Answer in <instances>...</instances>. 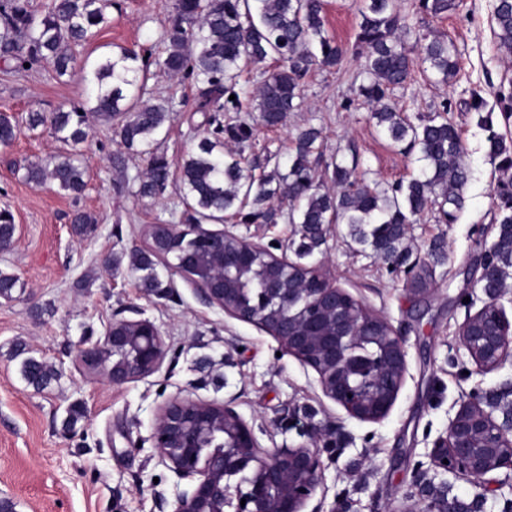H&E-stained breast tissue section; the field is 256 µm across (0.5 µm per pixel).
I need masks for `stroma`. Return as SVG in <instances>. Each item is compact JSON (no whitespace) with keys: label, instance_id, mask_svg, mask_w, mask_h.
Returning a JSON list of instances; mask_svg holds the SVG:
<instances>
[{"label":"stroma","instance_id":"obj_1","mask_svg":"<svg viewBox=\"0 0 512 512\" xmlns=\"http://www.w3.org/2000/svg\"><path fill=\"white\" fill-rule=\"evenodd\" d=\"M495 0H463L443 18L416 11L414 0H396L409 24L448 34L460 54L456 83L414 79L395 94L398 107L414 104L430 115L441 101L465 147L469 180L464 202L451 224L424 214L408 225L412 259L425 260L433 243L446 259L436 282L422 296L408 292L402 274L390 272L371 251L358 250L345 224L330 226L326 242L308 258L329 268L338 286L382 314L406 338L407 374L388 417L360 422L322 394L315 372L287 355L257 327L204 303L193 285L165 266L157 272L162 292L146 291L127 257L146 248L154 224H178L186 206L178 180L152 199L136 196L135 180L147 163L128 161L126 183L110 162L123 145L111 125L96 124L80 147L87 186L72 198L52 183L27 182V164L67 146L50 128L21 130L0 147V208L16 227L12 246L0 251V271L24 285L13 299L0 298V501L12 512H173L175 496L188 480L161 462L153 444L158 408L177 394L226 403L252 425L266 448L296 446L301 424L327 435L321 447L323 483L315 496L324 512L349 505L350 512H412L419 499L417 465L444 435L465 395L478 388L499 390L512 381V363L487 374H467L458 354V328L482 305L475 288L479 241L494 240L498 225L493 200L500 170L488 152V137L512 139V117L494 108L498 90L512 89V57L503 56L493 33ZM173 0H116L108 23L78 59L99 57L122 47L135 52L158 44L172 17ZM358 19L351 0H328L325 29L352 47ZM360 62L347 55L332 72L311 70L304 80L307 108L289 113L276 128L257 126L251 151L259 158L287 161L299 128L322 131L325 158H357L384 183L409 179L412 158L375 126L370 106L358 94ZM480 89L493 106L491 127L467 110L470 89ZM174 94V114L157 137L171 165L203 135L194 110V90L165 76L148 82V96ZM82 68L59 78L45 64L15 71L0 63V113L24 120L28 111L86 105ZM350 108H343V101ZM94 215L86 234L73 230L76 212ZM145 317L159 327L165 348L160 370L121 386L79 370V345L96 340L115 319ZM25 355L52 364L57 377L43 390L23 379ZM24 355V356H25Z\"/></svg>","mask_w":512,"mask_h":512}]
</instances>
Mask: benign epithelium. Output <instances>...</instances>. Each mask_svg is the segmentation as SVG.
Returning a JSON list of instances; mask_svg holds the SVG:
<instances>
[{
  "label": "benign epithelium",
  "mask_w": 512,
  "mask_h": 512,
  "mask_svg": "<svg viewBox=\"0 0 512 512\" xmlns=\"http://www.w3.org/2000/svg\"><path fill=\"white\" fill-rule=\"evenodd\" d=\"M168 236L156 245L168 252L185 234L199 237L202 250L220 261L219 272L202 280L192 274L196 252L178 255L174 272L197 286L201 300L270 336L281 351L317 374L323 395L348 417L379 423L393 409L407 372L406 339L382 315L366 308L336 286L324 268L300 269L271 246L251 241L224 227L167 224ZM265 257L276 271L249 296L227 282L238 266ZM504 294L486 295L482 307L458 330L459 348L474 372L486 373L512 360V320ZM112 352V366L104 357ZM164 343L148 318L112 321L103 336L84 343L78 367L100 373L114 385L144 379L162 366ZM310 442L294 447L264 448L254 429L229 406L177 394L156 415L154 448L179 478L192 481L176 496L174 512H305L322 484L319 437L300 427ZM451 458L453 468L444 464ZM437 471L463 475L486 488L508 485L512 491V429L503 428L479 404L463 405L449 420L446 434L427 453ZM503 471L505 477L490 474ZM241 476L236 485L230 477ZM415 512H448L446 487L430 486ZM246 503H241V500Z\"/></svg>",
  "instance_id": "benign-epithelium-1"
}]
</instances>
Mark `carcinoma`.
Returning a JSON list of instances; mask_svg holds the SVG:
<instances>
[{
	"mask_svg": "<svg viewBox=\"0 0 512 512\" xmlns=\"http://www.w3.org/2000/svg\"><path fill=\"white\" fill-rule=\"evenodd\" d=\"M113 6L114 0H52L38 13L30 0H0V58L17 68L46 62L63 77L75 62L73 47L98 33ZM325 6L326 0H174L173 17L162 34L165 54L147 49L137 55L123 48L106 54L86 72L92 108L27 114L29 129L50 127L71 151L29 163L25 179L36 184L49 181L80 196L86 171L77 146L88 139L90 121L96 120L115 125L127 150L147 156V171L136 194H162L171 171L165 155L157 152V135L172 119L173 98H145L143 80L163 73L196 88L195 111L204 117L205 135L178 168L188 223L231 219L237 224H277L286 218L301 225L302 242L295 251L300 259L324 243L326 226L347 224L354 241L370 247L391 271H400L407 260L406 226L427 210L436 214L439 224L454 222L468 182L465 147L448 120V103H442L437 114L415 122L393 102L395 92L412 78L416 47L427 82L449 84L458 79L460 55L447 35L416 31L402 21L394 0H370L358 11L354 48L363 59L358 94L371 104L370 119L376 126L414 156L418 174L411 179L392 184L369 181L356 173L357 162L349 167L345 159L333 157L325 165L331 185L316 181L312 159L322 158L321 130L313 126L297 134L285 172L276 162L269 171L246 176L244 166H257L244 151H219L226 139L242 146L254 138V125L241 113L256 109L265 126L277 127L288 113L306 106L304 78L313 67L341 66L346 49L326 34ZM416 7L441 18L456 11L459 0H417ZM494 23L498 49L511 56L512 0H496ZM466 105L479 113V124H490L491 117L482 116L486 102L477 90H471ZM226 112L236 114V119L224 120ZM19 133L16 118L0 113V146H10ZM489 154L500 159V167L512 168V140L491 136ZM496 196L498 233L491 243L481 244L489 251L494 270L485 283L489 292L502 289L512 278V180L498 184ZM275 198L289 202L288 212L271 205ZM14 234L13 215L1 210L0 245L12 244ZM152 255L132 254L131 267L145 272L143 288L161 287ZM430 257V262L405 270L411 288L419 293L432 285L435 267L445 260L436 245ZM266 272L267 264L260 260L236 278L234 287L253 291L262 286ZM22 374L38 390L56 377L53 367L33 357L23 361ZM511 395L510 383L485 397L499 409L506 428H512V401L507 400ZM485 505V495L477 493L469 502L448 503V512H485Z\"/></svg>",
	"mask_w": 512,
	"mask_h": 512,
	"instance_id": "carcinoma-1",
	"label": "carcinoma"
}]
</instances>
